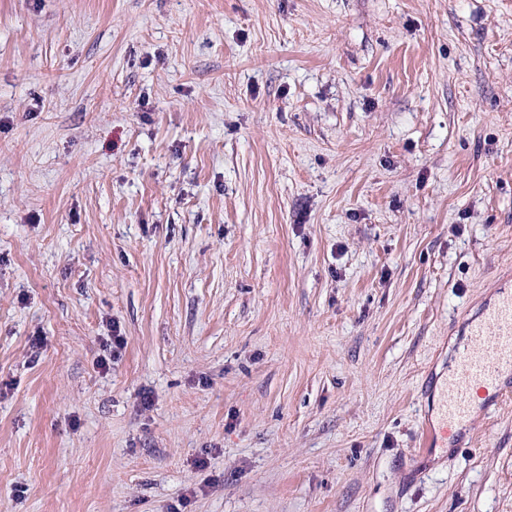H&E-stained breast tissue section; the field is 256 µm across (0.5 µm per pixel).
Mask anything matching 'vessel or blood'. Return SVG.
Wrapping results in <instances>:
<instances>
[{
	"label": "vessel or blood",
	"instance_id": "b4317fda",
	"mask_svg": "<svg viewBox=\"0 0 512 512\" xmlns=\"http://www.w3.org/2000/svg\"><path fill=\"white\" fill-rule=\"evenodd\" d=\"M465 340L457 354L461 368L445 376L442 414L436 425L424 426L420 444L428 448L448 437L470 416L474 390L487 392L485 412L496 411L512 396L504 373L512 374V285L498 292L473 317L458 321Z\"/></svg>",
	"mask_w": 512,
	"mask_h": 512
}]
</instances>
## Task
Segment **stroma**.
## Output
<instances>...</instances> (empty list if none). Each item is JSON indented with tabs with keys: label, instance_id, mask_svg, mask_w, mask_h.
Here are the masks:
<instances>
[{
	"label": "stroma",
	"instance_id": "obj_1",
	"mask_svg": "<svg viewBox=\"0 0 512 512\" xmlns=\"http://www.w3.org/2000/svg\"><path fill=\"white\" fill-rule=\"evenodd\" d=\"M507 274L512 0H0V512H512ZM474 317L458 320L465 340L457 354L460 369H448L445 376L441 418L437 426L425 423L420 446L426 450L439 438H448L470 417L472 394L476 388L486 393L484 411H496L510 396L511 388L503 382L505 370L512 377V285L505 283ZM491 394L488 395V392Z\"/></svg>",
	"mask_w": 512,
	"mask_h": 512
}]
</instances>
